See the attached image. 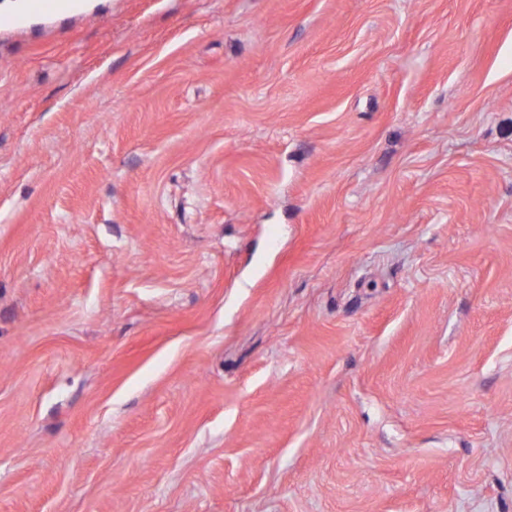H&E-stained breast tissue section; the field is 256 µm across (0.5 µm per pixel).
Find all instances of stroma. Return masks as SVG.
<instances>
[{"label": "stroma", "instance_id": "obj_1", "mask_svg": "<svg viewBox=\"0 0 512 512\" xmlns=\"http://www.w3.org/2000/svg\"><path fill=\"white\" fill-rule=\"evenodd\" d=\"M0 33V512H512V0H86Z\"/></svg>", "mask_w": 512, "mask_h": 512}]
</instances>
